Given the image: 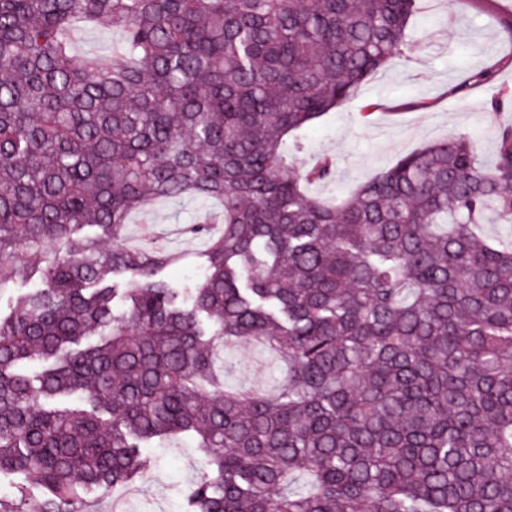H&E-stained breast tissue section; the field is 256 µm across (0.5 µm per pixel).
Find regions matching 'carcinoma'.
I'll list each match as a JSON object with an SVG mask.
<instances>
[{"label": "carcinoma", "instance_id": "carcinoma-1", "mask_svg": "<svg viewBox=\"0 0 512 512\" xmlns=\"http://www.w3.org/2000/svg\"><path fill=\"white\" fill-rule=\"evenodd\" d=\"M418 2L0 0V289L39 272L0 317V472L38 512H84L191 432L185 512H512V241L478 229L512 221V124L487 160L459 132L340 200L308 191L333 159L293 167L411 49ZM81 24L121 30L111 62L77 59ZM185 197L220 205L188 297L159 278L180 255L125 238ZM240 343L273 387L224 388ZM0 484L1 494L4 496H13L18 487L25 488L30 499L31 512H37V504L41 492L32 477H25L17 473H5L1 475Z\"/></svg>", "mask_w": 512, "mask_h": 512}]
</instances>
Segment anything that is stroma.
<instances>
[{
	"mask_svg": "<svg viewBox=\"0 0 512 512\" xmlns=\"http://www.w3.org/2000/svg\"><path fill=\"white\" fill-rule=\"evenodd\" d=\"M511 17L512 0H465L452 16L422 4L416 47L392 59L362 85L352 103L306 132L307 149L295 159V170H304L323 154L335 157L338 169L335 183L313 187V194L343 197L401 155L462 131L475 138L480 157L489 158L495 148L494 127L481 108L488 94L465 96L455 88L465 73L491 67L496 85L512 89V61L501 33L503 21ZM121 40L116 29L81 28L74 34V53L107 61ZM204 207L195 199L159 204L134 214L126 227L131 247H141L149 229L157 245L183 254L180 264L162 271L174 287L192 288L201 280L206 241L188 229ZM230 353L240 362L230 386L271 384L274 359L269 352L242 344ZM196 444L193 437L151 443L153 462L135 485L132 512H182L185 482L202 471Z\"/></svg>",
	"mask_w": 512,
	"mask_h": 512,
	"instance_id": "35a3bbf8",
	"label": "stroma"
}]
</instances>
